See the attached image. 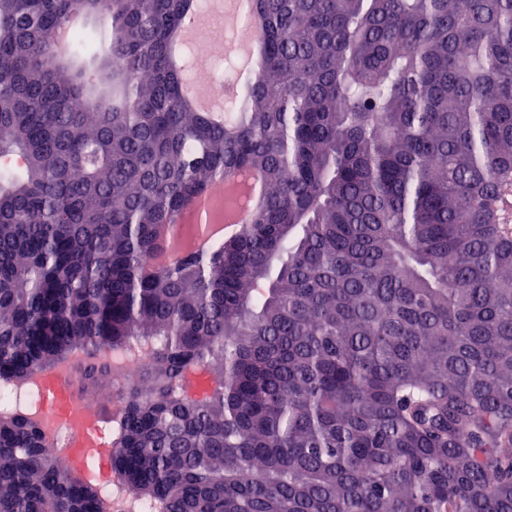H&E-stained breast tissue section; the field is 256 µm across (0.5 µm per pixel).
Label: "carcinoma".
<instances>
[{"mask_svg":"<svg viewBox=\"0 0 512 512\" xmlns=\"http://www.w3.org/2000/svg\"><path fill=\"white\" fill-rule=\"evenodd\" d=\"M192 3L0 0V384L147 354L112 469L163 512H512V0H252L222 123L170 64ZM80 12L110 35L60 57ZM102 497L0 419V512ZM240 219L236 213H227L224 218V224H204L196 225L193 234L182 239V226L178 225L174 230L175 241H170L168 237H162L160 242L161 258H167L173 254V245L180 243L188 249L208 250L216 243L223 241L224 238H231L239 232ZM196 250V251H197Z\"/></svg>","mask_w":512,"mask_h":512,"instance_id":"1","label":"carcinoma"}]
</instances>
